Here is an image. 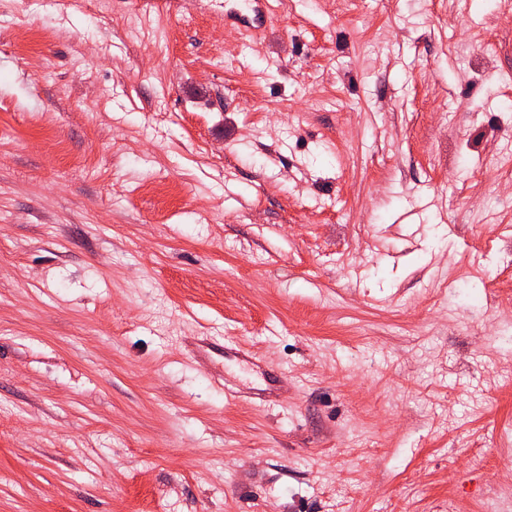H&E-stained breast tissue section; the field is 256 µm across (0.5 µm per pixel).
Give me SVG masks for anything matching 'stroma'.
<instances>
[{"mask_svg":"<svg viewBox=\"0 0 512 512\" xmlns=\"http://www.w3.org/2000/svg\"><path fill=\"white\" fill-rule=\"evenodd\" d=\"M142 12L0 0V512H512V0ZM272 11L270 0H226L224 24L234 26L240 33L258 40Z\"/></svg>","mask_w":512,"mask_h":512,"instance_id":"1","label":"stroma"}]
</instances>
